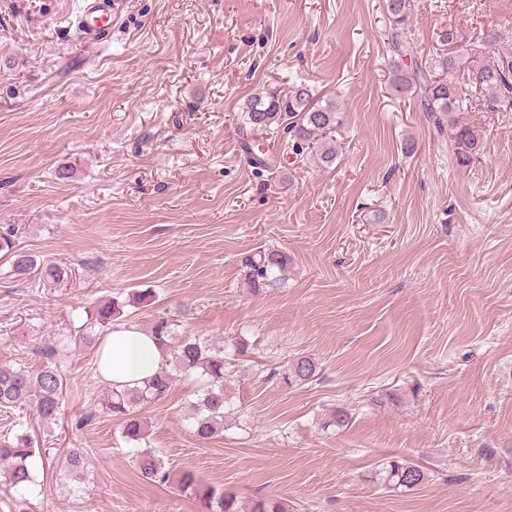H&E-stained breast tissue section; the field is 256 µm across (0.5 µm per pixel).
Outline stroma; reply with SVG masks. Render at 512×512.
<instances>
[{
    "instance_id": "35a3bbf8",
    "label": "stroma",
    "mask_w": 512,
    "mask_h": 512,
    "mask_svg": "<svg viewBox=\"0 0 512 512\" xmlns=\"http://www.w3.org/2000/svg\"><path fill=\"white\" fill-rule=\"evenodd\" d=\"M86 4L0 0V232L68 273L22 279L0 254V364L54 363L67 383L54 421L0 411V435L19 422L56 451L43 491L0 474V512H197L117 447L98 344L79 337L97 302L144 289L156 302L133 324L183 306L187 331L252 346L222 436L188 429L194 378L142 409L173 472L288 512H512V110L464 113L486 137L457 167L390 83L382 0H112L102 52L82 54ZM448 27L510 51L512 0H413L420 56ZM299 78L341 114L332 162L246 130L248 97ZM265 142L273 165L249 163ZM264 245L292 262L256 297L238 259ZM300 356L316 381L258 379ZM338 409L350 423L325 428ZM67 448L84 450L83 480ZM397 456L430 481L384 487Z\"/></svg>"
}]
</instances>
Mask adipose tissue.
Listing matches in <instances>:
<instances>
[{"label":"adipose tissue","instance_id":"ef3b65f1","mask_svg":"<svg viewBox=\"0 0 512 512\" xmlns=\"http://www.w3.org/2000/svg\"><path fill=\"white\" fill-rule=\"evenodd\" d=\"M165 356L155 340L130 324L115 325L97 354V372L118 387H136L155 376Z\"/></svg>","mask_w":512,"mask_h":512}]
</instances>
